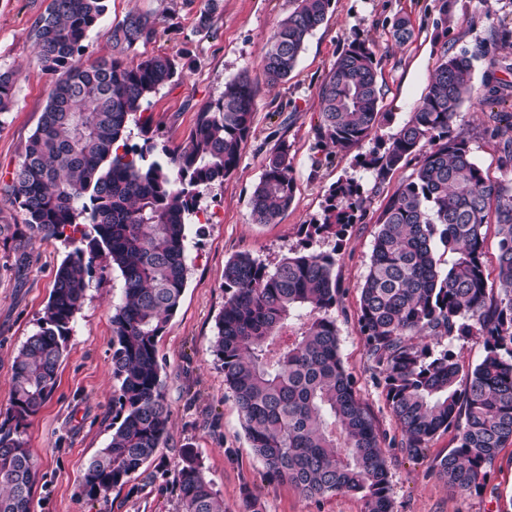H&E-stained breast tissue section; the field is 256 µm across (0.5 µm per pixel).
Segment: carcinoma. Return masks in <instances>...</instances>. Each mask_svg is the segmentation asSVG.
<instances>
[{"mask_svg": "<svg viewBox=\"0 0 512 512\" xmlns=\"http://www.w3.org/2000/svg\"><path fill=\"white\" fill-rule=\"evenodd\" d=\"M263 57L267 82L294 71L309 36L335 10L334 0H293ZM218 0H201L200 29L212 26ZM106 0H51L34 22L36 61L52 76L48 102L21 160L3 187L20 224L0 223L15 242L14 267L28 269L39 238L60 239L59 265L36 330L14 364L9 405L0 410V512H31L38 464L25 439L27 422L52 396L58 369L93 272L117 269L122 302L112 315V434L88 461L85 495L94 500L149 473L169 431L157 342L186 287V227L202 192L237 168L252 128L255 92L247 74L224 83L202 106L180 145L151 136L143 104L180 75L176 57L130 60L157 31L150 13L131 11L106 31L112 57L77 64ZM414 35L398 17L392 37ZM475 55L443 52L427 91L383 151L357 157L374 191L400 165L413 172L388 197L378 219L360 287L358 323L373 380L402 431L400 450L418 456L439 433L457 445L437 474L453 489L479 491L500 448L512 443V180L489 181L466 141L453 132L465 101L490 108L486 135L499 165L512 169V110L491 80L477 89ZM376 45L355 39L337 57L318 91L316 144L349 152L376 135L379 104ZM15 74L0 72V114L13 102ZM143 145L129 144L130 126ZM295 178L285 139L266 157L251 198L257 224H275L291 207ZM367 200L359 182L339 180L322 218L305 225V243L273 269L239 253L224 264L228 296L216 320L213 354L238 406L244 431L270 480L292 484L306 499L357 496L363 512H392L390 469L383 441L357 396L339 354L336 325L341 285L336 259L313 249L356 223ZM495 228L497 274L483 257ZM448 254L441 268L439 252ZM483 339V357L463 368L448 339ZM177 512H226L191 448L181 450Z\"/></svg>", "mask_w": 512, "mask_h": 512, "instance_id": "obj_1", "label": "carcinoma"}]
</instances>
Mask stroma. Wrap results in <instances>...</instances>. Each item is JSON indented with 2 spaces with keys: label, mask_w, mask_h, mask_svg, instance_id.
I'll use <instances>...</instances> for the list:
<instances>
[{
  "label": "stroma",
  "mask_w": 512,
  "mask_h": 512,
  "mask_svg": "<svg viewBox=\"0 0 512 512\" xmlns=\"http://www.w3.org/2000/svg\"><path fill=\"white\" fill-rule=\"evenodd\" d=\"M49 2L0 0V71L16 74L13 105L0 116V184L16 168L48 101L51 78L36 63L32 24ZM199 7L200 0H107L102 27L91 33L80 59L87 65L111 58L106 29L129 11L153 13L157 34L138 47V55L174 56L186 49L193 54L183 75L149 99L148 112L159 125L158 139L172 146L188 139L199 108L218 98L225 81L245 72L255 90L252 132L239 165L223 184L203 193L200 217L188 226L186 287L157 343L171 412L169 434L156 455L163 475L151 483L135 479L94 500L82 491L88 460L106 446L112 433V315L122 300V277L115 270L92 282L68 339L57 387L27 429L28 446L39 464L32 512H175L173 481L185 447L200 456L228 512H239L248 497L256 500L260 512H361L356 497L307 500L293 485L264 478L212 353L216 319L226 298L224 264L247 252L275 265L298 246L301 225L320 219L333 184L353 179L372 187L374 179L357 165L356 154L368 153L376 140H389L399 130L423 96L442 53H474L471 81L482 86L489 73L478 50L488 48L492 29L512 27V0H451L444 16L434 0H336L332 16L308 38L291 78L272 88L261 61L276 24L290 8L288 0H219L206 32L195 27ZM400 16L414 29L413 39L401 46L391 36L392 22ZM357 38L376 44L383 86L380 109L387 118L376 140L363 142L355 152L317 149L313 127L319 86L339 54ZM485 126L484 109L464 102L455 131L484 174L497 182L506 174ZM281 137L293 159L295 198L278 223L257 224L250 198L266 156ZM384 202V193L371 195L343 241L326 238L315 248L336 258L333 274L343 289L336 312L339 353L389 446L393 512H512V443L500 450L490 481L478 493L450 490L435 473L436 462L456 445L452 433L437 435L413 459L395 447L401 430L373 382L358 325L360 286ZM32 251L35 262L20 279L11 268L10 245L0 241V409L8 405L14 362L36 329L66 255L62 241L55 239L33 243Z\"/></svg>",
  "instance_id": "35a3bbf8"
}]
</instances>
